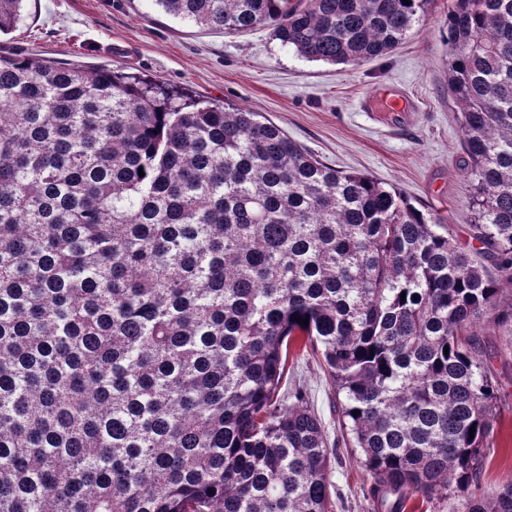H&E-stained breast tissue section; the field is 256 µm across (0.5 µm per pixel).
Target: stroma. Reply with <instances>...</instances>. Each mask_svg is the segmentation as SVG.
Segmentation results:
<instances>
[{"mask_svg": "<svg viewBox=\"0 0 512 512\" xmlns=\"http://www.w3.org/2000/svg\"><path fill=\"white\" fill-rule=\"evenodd\" d=\"M431 0L406 42L358 65L311 62L269 28L213 31L166 14L153 0H27L0 52L83 68L106 67L155 80L216 103L262 113L324 163L373 175L437 211L459 235L468 205L458 107L448 95V11ZM404 101L393 110V101ZM501 404L482 476L486 489L512 478V324L481 322ZM307 391L336 459L333 512H377L359 454L344 445L340 399L314 354L289 355L280 395Z\"/></svg>", "mask_w": 512, "mask_h": 512, "instance_id": "stroma-1", "label": "stroma"}]
</instances>
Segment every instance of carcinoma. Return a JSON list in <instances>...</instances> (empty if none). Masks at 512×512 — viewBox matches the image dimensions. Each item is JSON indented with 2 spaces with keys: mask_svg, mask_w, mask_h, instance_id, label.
Listing matches in <instances>:
<instances>
[{
  "mask_svg": "<svg viewBox=\"0 0 512 512\" xmlns=\"http://www.w3.org/2000/svg\"><path fill=\"white\" fill-rule=\"evenodd\" d=\"M155 2L334 64L392 53L428 4ZM448 46L466 239L258 112L0 55V512H331L336 449L303 390L278 398L295 340L382 512L452 485L454 512H512V478L481 482L477 331L512 323V0H453Z\"/></svg>",
  "mask_w": 512,
  "mask_h": 512,
  "instance_id": "carcinoma-1",
  "label": "carcinoma"
}]
</instances>
